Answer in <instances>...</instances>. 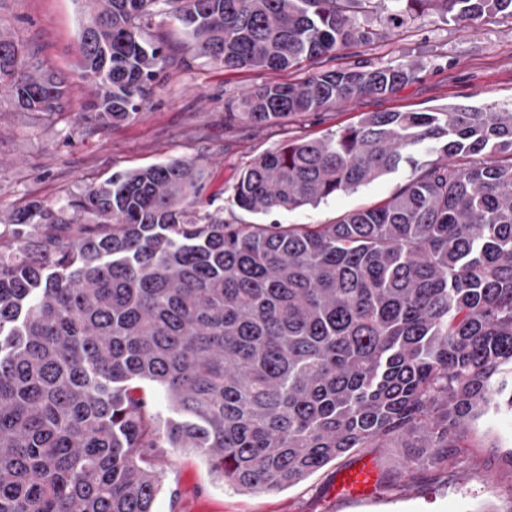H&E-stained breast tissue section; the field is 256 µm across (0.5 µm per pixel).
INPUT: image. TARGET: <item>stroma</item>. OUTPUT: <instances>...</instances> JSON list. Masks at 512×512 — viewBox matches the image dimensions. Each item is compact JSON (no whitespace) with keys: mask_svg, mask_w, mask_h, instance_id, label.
<instances>
[{"mask_svg":"<svg viewBox=\"0 0 512 512\" xmlns=\"http://www.w3.org/2000/svg\"><path fill=\"white\" fill-rule=\"evenodd\" d=\"M82 0H0V29L23 50L39 51L45 71L66 76L62 113L44 119L0 97V216L31 202L61 206L112 172L171 158H195L206 168L204 211L230 224H331L346 212L378 206L411 174L400 168L316 206L264 216L238 207L233 186L258 155L286 138H318L358 121L364 112H429L448 105L483 108L512 103V20L492 18L465 29L438 15L410 18L389 29L383 14L360 13L356 23L375 34L300 65L273 72L227 70L204 58L183 59L159 75L146 105L128 120L100 126L85 120L88 91L75 73ZM413 63L415 79L396 92L265 125L230 119L251 91L267 83L298 84L320 71L368 70ZM512 400L497 403L470 425L457 472L424 464L400 466L399 448H359L300 483L249 493L218 481L188 450L163 449V487L154 512H512ZM371 471L368 494L339 490L343 473Z\"/></svg>","mask_w":512,"mask_h":512,"instance_id":"35a3bbf8","label":"stroma"}]
</instances>
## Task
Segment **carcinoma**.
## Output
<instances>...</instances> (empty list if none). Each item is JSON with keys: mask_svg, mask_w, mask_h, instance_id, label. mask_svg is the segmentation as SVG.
Masks as SVG:
<instances>
[{"mask_svg": "<svg viewBox=\"0 0 512 512\" xmlns=\"http://www.w3.org/2000/svg\"><path fill=\"white\" fill-rule=\"evenodd\" d=\"M437 14L469 28L512 0H86L78 78L89 118L137 114L183 51L277 71ZM402 62L266 84L231 116L254 125L395 91ZM64 79L0 30V95L60 113ZM384 204L333 224H229L198 214L205 168L119 170L0 230V512H154L161 448H191L243 492L299 483L376 443L448 470L460 432L512 366V110L365 112L255 157L233 188L268 214L399 169ZM169 411L153 412L140 383ZM157 21H161L160 28L158 30L153 29L149 32L157 33L159 31L161 34H163V36L165 37L167 42L173 48H175V51L173 52L175 57H177V58L181 57V55H180L181 49H182L181 43H182V39L184 38V36L181 31V27H180L179 23L172 17H166V16L157 18ZM177 50L180 52H178Z\"/></svg>", "mask_w": 512, "mask_h": 512, "instance_id": "1", "label": "carcinoma"}]
</instances>
